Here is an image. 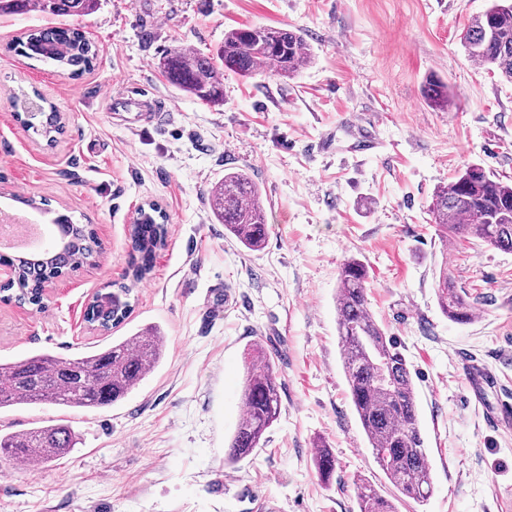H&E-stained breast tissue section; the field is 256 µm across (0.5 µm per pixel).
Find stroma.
<instances>
[{"instance_id":"stroma-1","label":"stroma","mask_w":512,"mask_h":512,"mask_svg":"<svg viewBox=\"0 0 512 512\" xmlns=\"http://www.w3.org/2000/svg\"><path fill=\"white\" fill-rule=\"evenodd\" d=\"M489 4L99 0L62 21L97 51L76 77L9 49L51 17H0V209L45 231L68 215L99 243L94 264L55 280L44 310L0 297V361L91 353L148 324L167 345L120 403L0 412L5 431L65 423L81 435L47 469L0 458V512H352L360 476L395 499L342 368L334 298L349 257L365 264L368 308L409 363L434 478L426 505L398 501V512H512V429L491 427L468 402L461 369L465 356L490 366L501 387L487 401L512 398V251L446 247L430 213L437 187L465 163L512 182V81L470 61L460 41ZM248 25L299 30L310 64L291 79L225 72L220 107L180 91L158 65L180 44L214 53L225 31ZM432 76L448 86V111L425 98ZM125 87L170 103L162 123L134 129L114 112L108 98ZM37 94L60 113L55 141L15 117ZM366 134L379 146L361 155ZM237 170L263 194L268 237L258 251L225 236L209 210L212 187ZM19 191L41 209L17 203ZM148 204L161 207L168 236L136 282L133 221ZM443 267L477 298L469 323L439 309ZM120 293L124 324L85 321L92 295ZM255 344L275 360L281 414L261 448L228 463ZM320 442L338 461L329 487L313 465Z\"/></svg>"}]
</instances>
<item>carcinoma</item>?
<instances>
[{"mask_svg": "<svg viewBox=\"0 0 512 512\" xmlns=\"http://www.w3.org/2000/svg\"><path fill=\"white\" fill-rule=\"evenodd\" d=\"M96 0H0V15L35 10L54 17L83 16ZM468 58L480 67L512 80V0H495L470 21L463 34ZM14 50L27 59H50L78 74L89 68L95 50L77 28L46 27L27 35ZM311 59L303 36L282 26L254 25L229 30L224 43L211 55L179 45L159 60L171 84L210 106L224 104L225 70L242 76L269 72L291 78ZM428 102L445 109L448 86L430 79L424 89ZM23 122L49 140L61 130L54 111H41ZM213 217L243 248L258 251L267 239L260 188L244 172H227L209 195ZM431 213L443 241L477 239L491 247L512 251V184L491 176L479 163H468L453 180L437 189ZM67 240L40 262H16L14 291L20 304H40L39 288L57 275L88 263L98 243L91 230L66 216L56 220ZM132 241V277L144 279L152 270L155 253L166 243L167 227L154 207L137 212ZM367 269L355 257L339 267L336 323L342 363L351 404L376 463L401 498L422 505L433 493L425 439L420 428L413 377L404 354L367 309ZM436 296L448 320H472L475 302L448 278V266L439 272ZM129 304L109 311H92L91 320L105 329L121 324ZM166 337L150 325L121 336L104 349L70 357L35 353L23 360L0 363V410L22 405L50 404L69 408H102L123 400L159 366ZM282 382L271 356L254 348L245 363L241 399L244 411L224 455L239 462L261 447L266 431L281 413ZM80 444L79 435L65 424L0 433V454L11 459L49 465ZM320 478L329 483L336 459L325 446L313 457ZM354 512H397L369 480H354Z\"/></svg>", "mask_w": 512, "mask_h": 512, "instance_id": "1", "label": "carcinoma"}]
</instances>
